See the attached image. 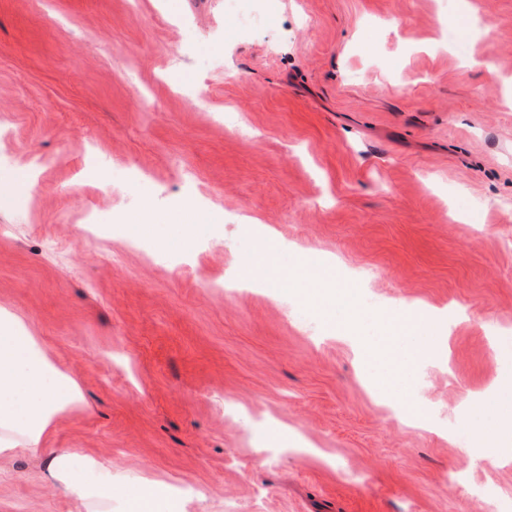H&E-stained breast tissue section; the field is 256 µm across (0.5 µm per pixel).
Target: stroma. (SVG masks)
<instances>
[{
    "instance_id": "1",
    "label": "stroma",
    "mask_w": 512,
    "mask_h": 512,
    "mask_svg": "<svg viewBox=\"0 0 512 512\" xmlns=\"http://www.w3.org/2000/svg\"><path fill=\"white\" fill-rule=\"evenodd\" d=\"M266 5L0 0V307L84 395L47 445L111 465L112 512L154 481L179 512H512L476 448L512 378V0ZM265 251L448 315L415 395L454 435L241 282ZM40 470L0 458V512H82Z\"/></svg>"
}]
</instances>
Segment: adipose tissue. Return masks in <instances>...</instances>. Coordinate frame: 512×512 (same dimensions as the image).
<instances>
[{"label": "adipose tissue", "mask_w": 512, "mask_h": 512, "mask_svg": "<svg viewBox=\"0 0 512 512\" xmlns=\"http://www.w3.org/2000/svg\"><path fill=\"white\" fill-rule=\"evenodd\" d=\"M82 393L59 369L23 315L0 309V457L23 453L46 460L45 477L84 512H112V470L77 448H50L46 439Z\"/></svg>", "instance_id": "ef3b65f1"}]
</instances>
